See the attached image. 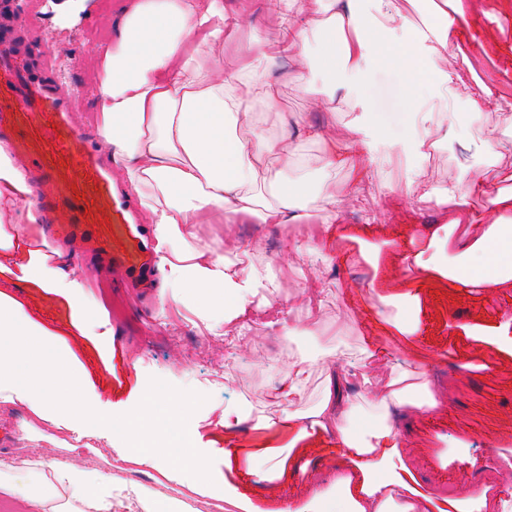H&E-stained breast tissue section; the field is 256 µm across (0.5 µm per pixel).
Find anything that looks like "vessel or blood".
I'll return each mask as SVG.
<instances>
[{
    "label": "vessel or blood",
    "instance_id": "vessel-or-blood-1",
    "mask_svg": "<svg viewBox=\"0 0 512 512\" xmlns=\"http://www.w3.org/2000/svg\"><path fill=\"white\" fill-rule=\"evenodd\" d=\"M69 112V102L16 70L0 49V136L16 146L40 223L88 244L111 271L113 287L138 298L149 285L154 256Z\"/></svg>",
    "mask_w": 512,
    "mask_h": 512
}]
</instances>
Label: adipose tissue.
Listing matches in <instances>:
<instances>
[{
  "label": "adipose tissue",
  "mask_w": 512,
  "mask_h": 512,
  "mask_svg": "<svg viewBox=\"0 0 512 512\" xmlns=\"http://www.w3.org/2000/svg\"><path fill=\"white\" fill-rule=\"evenodd\" d=\"M428 2L433 21L420 29L395 0H375L371 16L359 0H273L269 22L275 34L257 41L245 58L233 55L231 46L254 0H235L231 11L224 0H132L126 8L118 40L99 51L98 135L151 219L157 264L168 287L208 289L220 315L209 326L212 333L225 329L243 336L248 309L271 308L284 284L272 269L256 268L248 253L229 259L223 250L194 245L195 225L231 224L242 217L300 223L298 198L305 184L290 179L288 169L304 166L300 146L314 142L326 166L352 173L343 186L329 182L320 190L324 225L311 230L309 246L324 251L327 225L338 223L355 198L358 179L374 159L373 146L384 137L367 120L354 123L350 137L342 139L298 116L292 128L268 133L261 111L273 107L280 94L273 66L293 62L297 81L307 89L319 80L345 88L367 73L374 46L385 44L395 27L414 29L395 63L406 87L431 79L430 101L412 112L393 153L423 155L456 80L445 67L448 53L471 29L459 0ZM497 177L503 187L494 193L475 177L449 183L444 193L456 206L454 223L481 231L462 246L469 265L449 274L456 287L512 288V167L503 166ZM472 198L482 199V207L468 208ZM311 373L309 361L292 362L277 387L285 420L302 436L308 426L323 428L330 421L323 408L306 420L289 411ZM338 445L361 462L358 474L336 481L351 512H391L394 497L387 487L402 480H377L375 470L377 461L400 457L391 429L365 443L343 431ZM44 467L51 512H112V484L94 469L55 460Z\"/></svg>",
  "instance_id": "ef3b65f1"
}]
</instances>
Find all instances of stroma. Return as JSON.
<instances>
[{
	"label": "stroma",
	"mask_w": 512,
	"mask_h": 512,
	"mask_svg": "<svg viewBox=\"0 0 512 512\" xmlns=\"http://www.w3.org/2000/svg\"><path fill=\"white\" fill-rule=\"evenodd\" d=\"M466 2L476 31L449 53L448 68L465 82L494 89L501 103L494 145H487L485 122L469 112L460 90L448 97L447 141L423 157L385 161L410 112L391 53L412 34L398 28L386 46L374 49L367 77L334 93L335 111L318 106L331 94L324 84L304 91L288 81L276 110L266 116L273 131L288 113L341 135L364 108L385 132L376 146L378 160L342 215L345 226L358 227L356 238L334 240L321 254L310 250L306 235L255 219L198 225L199 237L211 246L247 249L252 262L278 268L285 285L276 299L281 325L267 326L257 313L247 338L226 341L202 323L207 308L201 291L167 288L159 270L146 295L121 302L110 281L91 276L96 258L65 239L56 242L64 251L61 263L79 287L33 288L0 274V294L80 375L95 411L133 410L153 378L205 395L188 432L194 447L212 459V483L164 461L136 463L112 430L69 415L52 424L20 401L0 400V462L72 461L113 484L147 491L155 501L179 500L185 512H281L290 503L315 512L319 489L328 491V507L346 512V503L330 489L355 464L342 462L336 429L315 430L300 440L282 421L275 388L287 365L304 358L313 370L294 412L312 413L331 397L348 408L341 427L353 435L365 438L380 424L393 426L409 469L396 502L427 497L431 512H463L477 492L488 501L483 512H502L493 485L512 481V288L453 286L448 270L465 261L456 241L479 232L458 224L432 240L435 226L447 224L448 207L418 201L409 181L410 171L421 169L438 192L464 175L481 176L493 189L497 165L512 164V61L491 49L496 42L512 45V9L503 0ZM123 3L0 0V44L20 67L72 101L71 119L93 145L99 142L92 93L97 66L90 51L111 40ZM301 151L309 159L310 186L300 200L309 226L322 220L324 182H343L348 173L325 168L317 144H302ZM424 249L438 256L437 268L415 263ZM306 287L318 288L322 298L311 320L299 302ZM373 341L386 348L385 365H371L367 348ZM395 376L402 379L406 402L382 407L377 390ZM429 392L436 406L415 407ZM243 403L250 404L252 417L225 427V408ZM451 484L457 496L442 497L439 487Z\"/></svg>",
	"instance_id": "35a3bbf8"
}]
</instances>
